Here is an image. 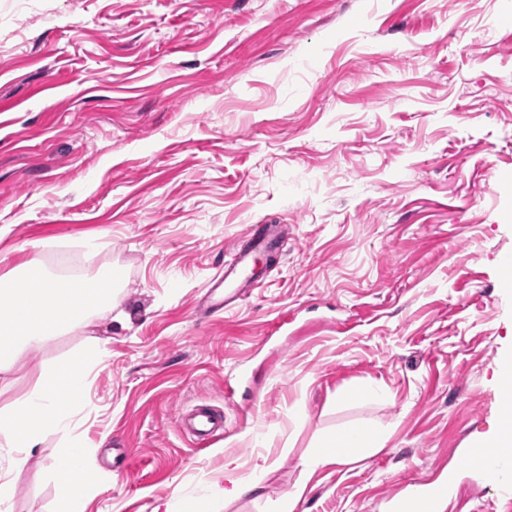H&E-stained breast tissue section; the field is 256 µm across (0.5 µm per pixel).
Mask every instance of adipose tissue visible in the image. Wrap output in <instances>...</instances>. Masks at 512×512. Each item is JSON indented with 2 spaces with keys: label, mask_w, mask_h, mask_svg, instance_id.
Instances as JSON below:
<instances>
[{
  "label": "adipose tissue",
  "mask_w": 512,
  "mask_h": 512,
  "mask_svg": "<svg viewBox=\"0 0 512 512\" xmlns=\"http://www.w3.org/2000/svg\"><path fill=\"white\" fill-rule=\"evenodd\" d=\"M121 277L102 265L79 276L45 273L38 261L18 263L0 273V372L11 370L21 354L64 332L86 328L110 312ZM35 382L20 404L0 414L13 467L23 466L52 432L72 428L90 374V361L78 353L65 363L33 366ZM52 469L64 487L60 512H84L94 482L82 441H71Z\"/></svg>",
  "instance_id": "ef3b65f1"
}]
</instances>
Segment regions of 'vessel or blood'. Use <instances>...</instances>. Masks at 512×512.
Returning a JSON list of instances; mask_svg holds the SVG:
<instances>
[{
    "instance_id": "obj_1",
    "label": "vessel or blood",
    "mask_w": 512,
    "mask_h": 512,
    "mask_svg": "<svg viewBox=\"0 0 512 512\" xmlns=\"http://www.w3.org/2000/svg\"><path fill=\"white\" fill-rule=\"evenodd\" d=\"M281 235L262 224L249 225L238 245L224 262V274L219 287L210 288L201 305L202 313L210 314L229 308L230 304L243 299L247 289L257 287L260 279L255 274L253 257L256 252L279 247ZM181 429L197 443H204L224 431V415L221 412L199 407L185 413L179 420ZM469 468L478 471L486 489L491 491L494 502L502 512H512V454L494 451L492 464L478 459L477 450H467ZM463 496L455 482L421 481L412 486L394 490L382 501L385 512H438L448 502H458V512H469L462 504Z\"/></svg>"
}]
</instances>
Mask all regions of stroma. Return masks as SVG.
<instances>
[{"instance_id": "35a3bbf8", "label": "stroma", "mask_w": 512, "mask_h": 512, "mask_svg": "<svg viewBox=\"0 0 512 512\" xmlns=\"http://www.w3.org/2000/svg\"><path fill=\"white\" fill-rule=\"evenodd\" d=\"M512 0H0V258L110 264L109 316L0 373L99 356L71 435L84 512H379L503 424L512 353ZM251 224L286 225L236 308L195 306ZM290 317L286 331L270 325ZM236 384L225 398L224 383ZM223 411L203 445L177 427ZM370 429L364 461L305 462ZM65 435L12 512H57ZM133 451L124 467L122 454ZM257 491L227 500V461Z\"/></svg>"}]
</instances>
